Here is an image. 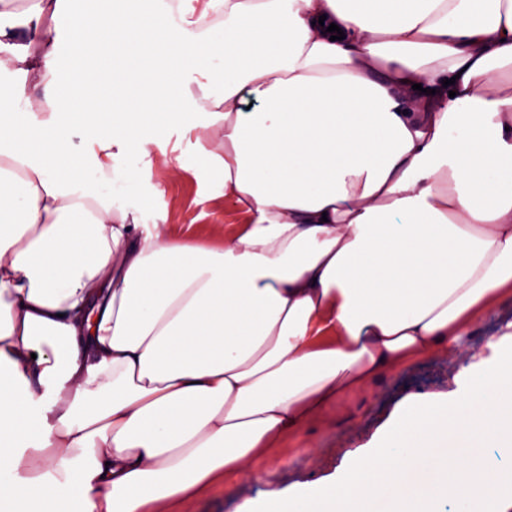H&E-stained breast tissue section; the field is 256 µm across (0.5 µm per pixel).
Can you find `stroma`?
Instances as JSON below:
<instances>
[{
    "label": "stroma",
    "instance_id": "stroma-1",
    "mask_svg": "<svg viewBox=\"0 0 512 512\" xmlns=\"http://www.w3.org/2000/svg\"><path fill=\"white\" fill-rule=\"evenodd\" d=\"M141 162L152 172L146 184L150 201L166 206L170 224L191 240L214 244L213 225L239 223L241 214L225 199L220 175L185 172L173 177L171 164L154 151ZM457 373L455 362L441 351L411 359L342 395L305 433L284 436L267 450L256 477H225L168 512H238L245 502L329 476L349 453L372 439L405 397L448 392Z\"/></svg>",
    "mask_w": 512,
    "mask_h": 512
}]
</instances>
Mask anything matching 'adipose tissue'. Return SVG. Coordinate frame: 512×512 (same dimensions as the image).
I'll use <instances>...</instances> for the list:
<instances>
[{
	"label": "adipose tissue",
	"instance_id": "1",
	"mask_svg": "<svg viewBox=\"0 0 512 512\" xmlns=\"http://www.w3.org/2000/svg\"><path fill=\"white\" fill-rule=\"evenodd\" d=\"M96 9L0 0V74L22 79L0 119V493L161 512L444 349L448 394L241 512H512L488 455L512 452V321L460 346L512 294V95L493 77L512 0ZM174 136L246 216L219 245L140 189L141 147ZM448 452L465 466L429 467ZM512 320V298L501 299L494 310L474 317L471 323L468 346L479 350L482 344L498 337L500 328L506 321Z\"/></svg>",
	"mask_w": 512,
	"mask_h": 512
}]
</instances>
